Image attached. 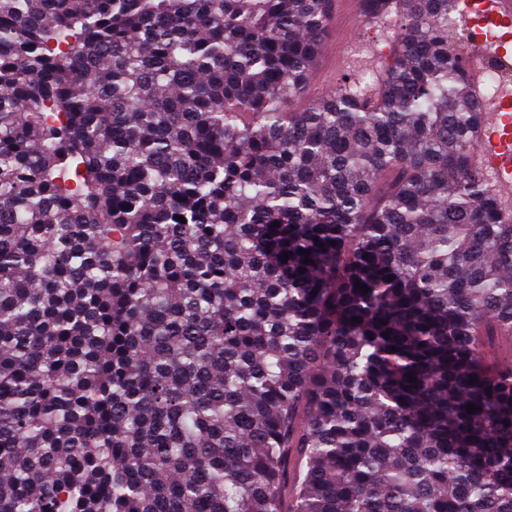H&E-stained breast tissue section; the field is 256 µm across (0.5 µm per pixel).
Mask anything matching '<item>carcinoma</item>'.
I'll return each instance as SVG.
<instances>
[{"label":"carcinoma","instance_id":"obj_1","mask_svg":"<svg viewBox=\"0 0 512 512\" xmlns=\"http://www.w3.org/2000/svg\"><path fill=\"white\" fill-rule=\"evenodd\" d=\"M328 2L0 0V512H512L456 0L294 111Z\"/></svg>","mask_w":512,"mask_h":512}]
</instances>
